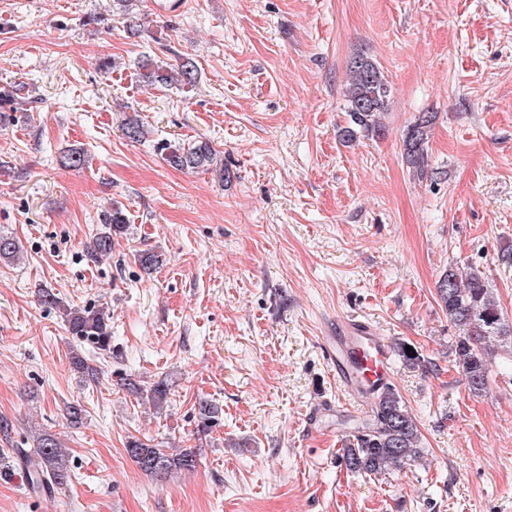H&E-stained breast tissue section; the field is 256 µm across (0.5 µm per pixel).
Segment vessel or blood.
<instances>
[{
    "mask_svg": "<svg viewBox=\"0 0 512 512\" xmlns=\"http://www.w3.org/2000/svg\"><path fill=\"white\" fill-rule=\"evenodd\" d=\"M323 349L337 379L354 402H363L372 392L390 384L392 361L388 343L369 322L337 319L336 332L324 337Z\"/></svg>",
    "mask_w": 512,
    "mask_h": 512,
    "instance_id": "b4317fda",
    "label": "vessel or blood"
}]
</instances>
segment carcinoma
<instances>
[{
    "instance_id": "cac0c4a2",
    "label": "carcinoma",
    "mask_w": 512,
    "mask_h": 512,
    "mask_svg": "<svg viewBox=\"0 0 512 512\" xmlns=\"http://www.w3.org/2000/svg\"><path fill=\"white\" fill-rule=\"evenodd\" d=\"M135 0H112L113 9L123 19L128 34H139L140 18L133 12ZM351 82L346 90L347 112L351 125L341 130L346 143L367 133L379 137L384 126L381 115L387 111L391 88L387 76L372 58L358 54L349 64ZM136 72L146 86L175 87L189 92L195 86L197 68L190 58L182 59L177 66L143 55L136 62ZM24 111V101L19 90L12 87L0 89V119H9L16 112ZM436 114L423 112L403 134L405 161L417 176L429 174L428 143ZM127 139H143V123L129 118L123 125ZM165 161L176 169L207 170L214 162L215 153L207 141L199 140L186 147L168 142L161 146ZM86 154L81 149H70L61 157V165L81 168ZM126 216L119 206L112 207L87 244L90 259L111 252L112 236L124 231ZM20 252L18 242L11 236L0 234V259H13ZM437 292L448 320L459 331L455 351L458 367L465 385L473 394L486 389L489 380V360L496 347L512 345V322L506 320L499 309L488 282L478 270L450 267L437 282ZM43 305L58 313L66 330L80 344H87L105 355L112 349V325L110 313L104 307H72L64 303L50 289L39 293ZM71 369L88 384L98 382L100 367L89 363L83 352L74 348L70 352ZM126 389L136 395H144L156 409L167 402L169 385L164 381L144 389L135 382L124 383ZM223 409L211 400L198 402L196 435L208 436L219 425ZM421 433L416 420L406 409L396 389L390 385L373 394L370 414L354 427L353 440L345 449L344 459L349 470L365 475H389L403 470L407 465L422 458ZM13 462L25 474L28 492L34 495H54L55 491L72 480L69 454L53 434L38 435L31 448L12 449ZM129 457L145 474L167 478L196 468L197 451L178 448L173 451L150 445L140 439L127 444Z\"/></svg>"
}]
</instances>
